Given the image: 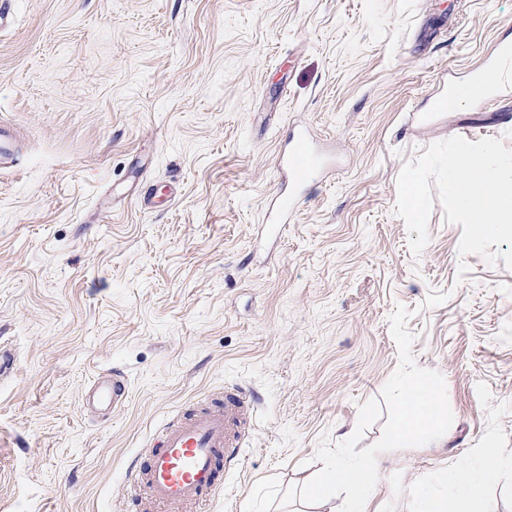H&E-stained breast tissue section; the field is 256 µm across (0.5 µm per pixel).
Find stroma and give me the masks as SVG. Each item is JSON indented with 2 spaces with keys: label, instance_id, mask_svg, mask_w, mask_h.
<instances>
[{
  "label": "stroma",
  "instance_id": "stroma-1",
  "mask_svg": "<svg viewBox=\"0 0 512 512\" xmlns=\"http://www.w3.org/2000/svg\"><path fill=\"white\" fill-rule=\"evenodd\" d=\"M0 33V512H149L131 474L167 419L241 390V458L205 512L283 507L398 367L389 316L414 309L416 364L454 421L380 453L367 512H423L478 448L502 467L467 512H512V269L459 254L441 205L413 254L405 162L460 136L512 147V83L448 110L512 44V0H13ZM308 130L326 168L281 236L279 160ZM447 293L425 307L431 290ZM129 380L108 419L92 378ZM489 87L485 84L482 75L475 77L466 84L455 88L448 97V108H456L465 102L478 97ZM16 136L12 129L0 125V167H16ZM298 197L296 193H288V196L281 195L277 197L272 206L273 215H269V224H266V232L269 235H279L284 229L285 225L281 224L282 218L292 212Z\"/></svg>",
  "mask_w": 512,
  "mask_h": 512
}]
</instances>
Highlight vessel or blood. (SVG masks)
Wrapping results in <instances>:
<instances>
[{
  "label": "vessel or blood",
  "instance_id": "obj_1",
  "mask_svg": "<svg viewBox=\"0 0 512 512\" xmlns=\"http://www.w3.org/2000/svg\"><path fill=\"white\" fill-rule=\"evenodd\" d=\"M292 145L281 160L294 191L275 199L266 226L279 235L283 217L292 212L310 170L323 166L305 131L293 133ZM129 397L128 383L119 372L97 375L82 401L102 417L121 410ZM250 418L244 393H225L223 400L170 420L160 428L153 447L145 449L132 480L156 512H200L216 487L219 473L237 459Z\"/></svg>",
  "mask_w": 512,
  "mask_h": 512
}]
</instances>
